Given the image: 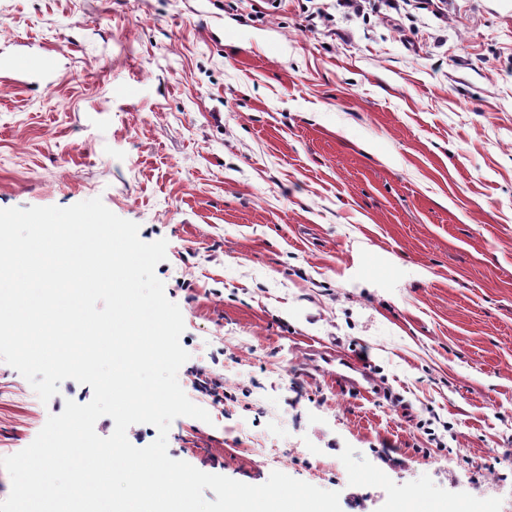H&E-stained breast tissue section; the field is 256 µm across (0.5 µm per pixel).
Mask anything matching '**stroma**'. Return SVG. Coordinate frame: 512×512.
<instances>
[{
    "label": "stroma",
    "instance_id": "35a3bbf8",
    "mask_svg": "<svg viewBox=\"0 0 512 512\" xmlns=\"http://www.w3.org/2000/svg\"><path fill=\"white\" fill-rule=\"evenodd\" d=\"M95 197L167 242L180 386L220 355L171 458L341 512L512 505V0H0V209ZM91 398L0 362V457ZM191 377L188 386L197 396H207L213 403H220L224 400L223 378L216 376L210 367L197 366L191 371ZM219 389H222V393Z\"/></svg>",
    "mask_w": 512,
    "mask_h": 512
}]
</instances>
